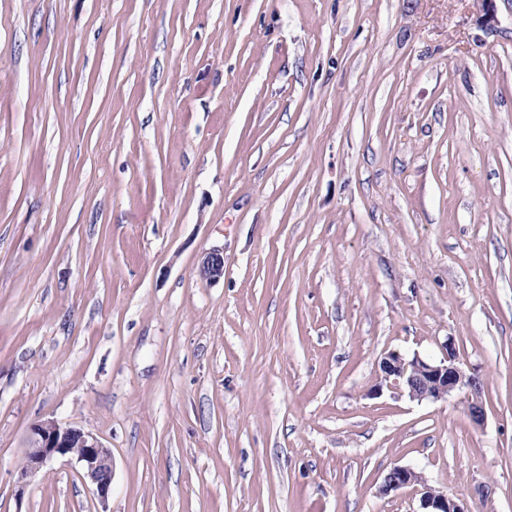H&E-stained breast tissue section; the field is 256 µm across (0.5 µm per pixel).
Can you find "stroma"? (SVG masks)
<instances>
[{"label":"stroma","mask_w":512,"mask_h":512,"mask_svg":"<svg viewBox=\"0 0 512 512\" xmlns=\"http://www.w3.org/2000/svg\"><path fill=\"white\" fill-rule=\"evenodd\" d=\"M0 0V512H512V0ZM224 277L202 279L211 249ZM453 342L417 402L384 353ZM54 419L112 450L99 503ZM443 357L428 360L420 355L408 358L397 352L386 353L379 361L383 380L390 382L414 401H444L452 394L469 389L467 408L471 419L481 424L485 418L478 384L462 367L455 345L447 342ZM59 457L74 459L94 496L105 503L112 490L111 448L93 434L56 420H44L31 428L21 478L37 474L49 461ZM408 486H419L420 507L419 512H473L463 502L443 491L437 490L428 484L420 473L412 468L393 466L383 477L378 487L381 495H388Z\"/></svg>","instance_id":"obj_1"}]
</instances>
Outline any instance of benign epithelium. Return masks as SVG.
I'll use <instances>...</instances> for the list:
<instances>
[{"label": "benign epithelium", "instance_id": "obj_1", "mask_svg": "<svg viewBox=\"0 0 512 512\" xmlns=\"http://www.w3.org/2000/svg\"><path fill=\"white\" fill-rule=\"evenodd\" d=\"M200 275L211 282L224 278V249L214 248L206 254ZM379 370L383 380L405 392L413 401H444L452 394L468 389V413L475 423L484 421L478 384L462 367L455 345L450 341L445 344L443 357L438 361L418 354L408 358L388 352L380 359ZM59 457L75 460L94 496L102 503L108 499L112 490V450L93 434L56 420H44L31 428L21 478L37 474L49 461ZM408 486L418 487L422 512H473L463 502L432 487L421 473L409 467H392L383 477L378 492L388 495Z\"/></svg>", "mask_w": 512, "mask_h": 512}]
</instances>
